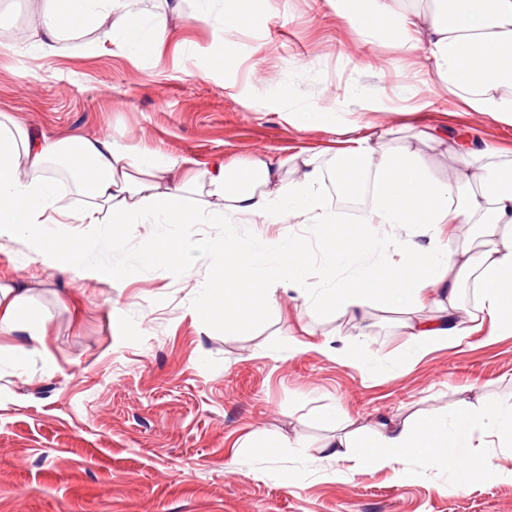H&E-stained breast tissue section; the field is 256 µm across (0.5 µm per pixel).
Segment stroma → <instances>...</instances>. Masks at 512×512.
I'll list each match as a JSON object with an SVG mask.
<instances>
[{
	"instance_id": "obj_1",
	"label": "stroma",
	"mask_w": 512,
	"mask_h": 512,
	"mask_svg": "<svg viewBox=\"0 0 512 512\" xmlns=\"http://www.w3.org/2000/svg\"><path fill=\"white\" fill-rule=\"evenodd\" d=\"M272 7L227 31L215 18L189 20L194 5L184 0L185 17L170 21L158 52L132 60L109 44L87 55L77 35L44 58L31 0H0V113L53 139L107 136L200 169L334 150L337 126L351 121L371 123L383 147L416 142L430 126L512 152V127L455 108L442 89H432L431 111L397 113L395 94L415 60L383 42L352 47L348 25L325 0ZM219 38L253 49L252 58L207 67ZM357 94L373 111H351ZM297 102L325 105L322 121L297 128L289 118ZM69 230L93 243L101 263L140 274L87 278L37 261L22 268L24 239H0V284L28 289L48 330L40 344L0 334V352L22 343L29 350L0 361V512H512V449L495 436L475 431L470 449L494 474L455 481L416 455L387 468L329 460L322 446L336 431L308 416L337 406L372 428L451 404L512 403V335H491L478 293L460 294L470 332L459 344L404 365L410 338L399 314L312 315L290 290L263 326L222 329L198 287L223 279V266L180 276L161 252L142 267L150 224L119 225L116 254L104 225ZM234 231L247 241L290 233L313 256L322 248L302 224ZM361 337L374 355L367 366L336 356ZM296 341L303 349L294 355ZM400 469L411 480L399 481Z\"/></svg>"
}]
</instances>
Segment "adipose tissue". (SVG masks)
<instances>
[{"label":"adipose tissue","mask_w":512,"mask_h":512,"mask_svg":"<svg viewBox=\"0 0 512 512\" xmlns=\"http://www.w3.org/2000/svg\"><path fill=\"white\" fill-rule=\"evenodd\" d=\"M161 11L137 8L134 0H37L32 29L45 53L59 50L71 35L96 28L82 44L87 54L106 44L133 58L158 49L168 20L181 17L183 0H163ZM263 0H194V19L218 17L227 29L250 23ZM350 26L358 45L382 39L423 58V72L467 112L512 126V0H326ZM343 148L329 162L304 156L295 174L283 178L281 163L264 157L220 162L206 169L188 159L136 153L103 136L51 139L17 120H0V235L18 234L30 242L42 263L54 269L79 267L90 276L133 277L130 269L101 266L91 247L66 235H49L51 224H98L111 215L108 237L122 240L121 224H151L157 229L152 250H173L181 268L203 257L230 266L246 260L245 275L208 285L223 296L225 321L251 327L265 323L278 306V287L302 285L310 256L300 240L244 241L236 224H309L323 234L318 280L306 291L310 311L356 316L365 308L398 311L412 346L413 361L438 347L456 344L466 329L455 312L458 291L477 288L482 310L499 332L512 335V158L477 142H451L453 180L438 178L429 161L411 145L380 150L374 131L354 124ZM68 168L78 212L59 203L51 165ZM350 197L367 194L368 205L355 224H346L324 201L326 186ZM222 198V213L208 200ZM186 224H221L222 238L191 242L180 235ZM445 224L469 225L472 233L455 245L442 237ZM392 231L378 238L375 227ZM442 314L420 318L424 298ZM45 335L26 291L0 284V334ZM512 444V404L486 402L458 406L412 418L399 426L367 433L357 428L330 438L327 458L391 465L417 455L429 465L460 471L490 472L489 460L465 454L477 427Z\"/></svg>","instance_id":"ef3b65f1"}]
</instances>
